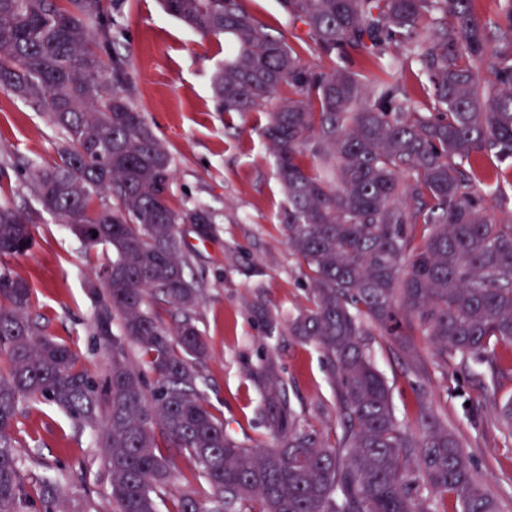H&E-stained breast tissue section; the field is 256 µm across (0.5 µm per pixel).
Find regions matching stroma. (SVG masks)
Wrapping results in <instances>:
<instances>
[{"label":"stroma","mask_w":512,"mask_h":512,"mask_svg":"<svg viewBox=\"0 0 512 512\" xmlns=\"http://www.w3.org/2000/svg\"><path fill=\"white\" fill-rule=\"evenodd\" d=\"M244 5L273 35L299 48L311 69L343 65L366 77L373 73L372 63L356 51L338 60L303 49L305 26L278 0H244ZM112 13L114 47L128 59L136 102L173 157L169 201L177 209L204 206L215 222L210 237L201 236L193 224L179 227L186 273L204 285L194 317L208 344L201 371L209 406L238 440L271 445L250 377L271 355L288 381L300 419L334 436L340 430L337 392L321 352L284 331L267 335L252 310L260 303L284 320L309 308L312 300L307 270L283 237L285 198L263 134L266 112L219 111L211 82L224 63L227 39L196 35L165 14L159 0H113ZM62 144L61 132L43 113L0 90V203L29 215L33 234L25 255L0 257V270L9 269L29 283L31 317L47 335L77 352L89 373L101 380L108 351L92 333L97 303L87 282L108 254L86 248L43 211L15 167L19 161L52 164ZM497 164L495 157L484 158L471 189L496 223L512 224V184L488 178ZM370 343L398 416L414 417L418 397H425L460 437L483 483L498 493L501 512H512V439L504 437L491 403L512 395V347H497L502 372L495 376L486 363L440 359L416 332L399 340L376 329ZM13 436L28 481L59 478L68 485L70 505L88 498L101 512L107 507L106 472L90 432L78 430L54 406L32 403L17 416Z\"/></svg>","instance_id":"35a3bbf8"}]
</instances>
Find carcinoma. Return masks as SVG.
Returning <instances> with one entry per match:
<instances>
[{
  "mask_svg": "<svg viewBox=\"0 0 512 512\" xmlns=\"http://www.w3.org/2000/svg\"><path fill=\"white\" fill-rule=\"evenodd\" d=\"M472 2L280 0L314 49L381 60L382 76L366 84L341 66L311 69L242 0H161L201 37L228 38L212 84L220 109L255 112L290 90L269 111L267 132L286 200L283 234L308 269L312 306L288 334L331 364L341 433L331 443L301 421L269 356L252 377L274 444L253 448L210 410L199 369L202 286L185 275L178 225L210 235L213 217L169 203L173 159L112 46V0H0V90L45 113L65 138L58 162L29 169V185L59 223L111 253L88 284L109 351L102 383L30 318V286L0 271V512H67L60 480L24 483L12 436L21 409L41 402L95 433L110 512H160L180 474L165 448L195 464L172 512H448L450 501L456 512H500L427 401H417L414 423L397 416L365 339L370 325L407 335L395 324L401 313L444 360H487L512 344V225L489 216L465 170L483 155L512 158V0H502L508 25L494 29ZM401 47L427 77L424 110L396 77L392 50ZM31 245L30 217L0 204V256ZM161 307L181 319L168 324ZM256 315L268 333L280 331L270 310ZM497 409L512 438V397Z\"/></svg>",
  "mask_w": 512,
  "mask_h": 512,
  "instance_id": "carcinoma-1",
  "label": "carcinoma"
}]
</instances>
